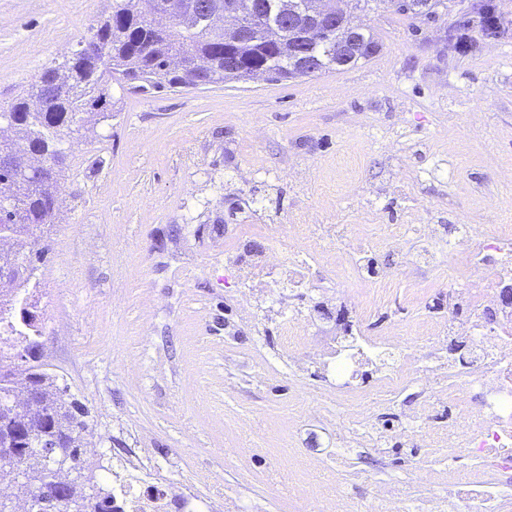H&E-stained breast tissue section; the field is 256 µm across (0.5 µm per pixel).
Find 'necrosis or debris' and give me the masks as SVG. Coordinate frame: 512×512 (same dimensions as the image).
Segmentation results:
<instances>
[{"label": "necrosis or debris", "instance_id": "necrosis-or-debris-1", "mask_svg": "<svg viewBox=\"0 0 512 512\" xmlns=\"http://www.w3.org/2000/svg\"><path fill=\"white\" fill-rule=\"evenodd\" d=\"M271 246L247 247L243 231L224 250V265L235 270L240 287L236 303L246 317H275L298 369L327 371L330 387L352 408V422L367 421V408L396 401L415 389L428 403L447 402L448 492L438 512H512V305L501 291L512 282V225L491 224L486 230L463 224L453 242L464 254L470 276L463 290L449 293L447 310L427 316L421 327L431 340L467 344L470 357L461 361L423 363L404 342L411 326H391L382 336L366 335L363 319L380 308L408 273L435 261L422 224H391L385 233L396 255L394 271L369 275V247L354 243L348 224H268ZM372 280L376 290L368 302H351L352 318L339 320L336 336L309 346L318 321L336 299L339 276ZM314 304H302L307 293ZM466 318H459V309ZM117 512H217L216 496L185 492L162 479L147 481L129 474L112 475ZM317 512H410L409 500L383 486L371 503L319 501Z\"/></svg>", "mask_w": 512, "mask_h": 512}]
</instances>
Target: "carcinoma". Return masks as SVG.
<instances>
[{"instance_id":"1","label":"carcinoma","mask_w":512,"mask_h":512,"mask_svg":"<svg viewBox=\"0 0 512 512\" xmlns=\"http://www.w3.org/2000/svg\"><path fill=\"white\" fill-rule=\"evenodd\" d=\"M271 2L267 23L286 25L294 18L305 21V0H245L249 7H262ZM166 0H113L112 13L92 28L86 43L98 47L99 54L85 53L51 65L43 70L31 87L4 109L13 119L10 128L0 127V147L43 154L31 163L27 173L0 171V193H8L14 201L12 211L0 220L17 238L28 240L45 224L54 223L59 181L63 177L58 162V144L75 135L85 137L95 132L106 118L110 102L108 80L120 87L147 92L166 86L179 89L195 83L198 76L191 63L198 56L211 61L203 78L209 84L226 80L245 81L254 71H266L279 80L300 75L340 71L368 61L380 48L375 34L363 29L359 38L365 53L355 58L336 52V32L301 48L288 31L272 41L241 39L227 41L213 31L204 15L175 23L165 32L155 25L154 14ZM395 12L415 17L432 18L438 8H448L446 0H389ZM470 13L479 19L488 37L499 36L504 17L497 0H473ZM471 19L464 16L446 31L445 40L453 48L468 29ZM236 66H225V55ZM11 273L17 281L13 296L0 304V331L20 345L19 337L38 332V313L31 302L27 285L30 277L17 268ZM41 410L40 437L58 455L70 453L81 458L79 434L87 426V412L78 403H59L57 379L43 373L36 375ZM9 380L0 373V464L14 455L25 454L28 445L27 413L14 409L8 402ZM49 495L48 512H114L112 490L100 485L96 477L85 481L68 478L50 471L43 475Z\"/></svg>"}]
</instances>
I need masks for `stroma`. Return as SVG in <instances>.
I'll use <instances>...</instances> for the list:
<instances>
[{
    "label": "stroma",
    "mask_w": 512,
    "mask_h": 512,
    "mask_svg": "<svg viewBox=\"0 0 512 512\" xmlns=\"http://www.w3.org/2000/svg\"><path fill=\"white\" fill-rule=\"evenodd\" d=\"M112 0H0V106L52 62L80 49ZM461 13L447 0L435 20L398 14L372 0L352 19L375 32L369 61L290 80L227 81L135 93L112 85V117L94 139L66 142L63 203L39 242L29 291L38 305L41 355L68 399L84 404L88 429L108 442L88 448L90 470L151 448L176 486L221 489L228 512H290L304 493L267 498L266 482L291 470L294 449L323 459L322 481L367 497L369 477L411 490L420 512L448 494L435 471L448 451L426 443L383 455L341 454L342 405L325 372L296 375L274 322L237 321L224 271L230 230L254 221L401 224L413 207L435 227L436 262L425 291L409 284L366 323L383 334L448 305L465 281L448 243L459 224H512V30L490 38L478 23L470 52L444 39ZM305 397L311 411L289 425L281 410ZM264 447L249 471L236 453Z\"/></svg>",
    "instance_id": "35a3bbf8"
}]
</instances>
